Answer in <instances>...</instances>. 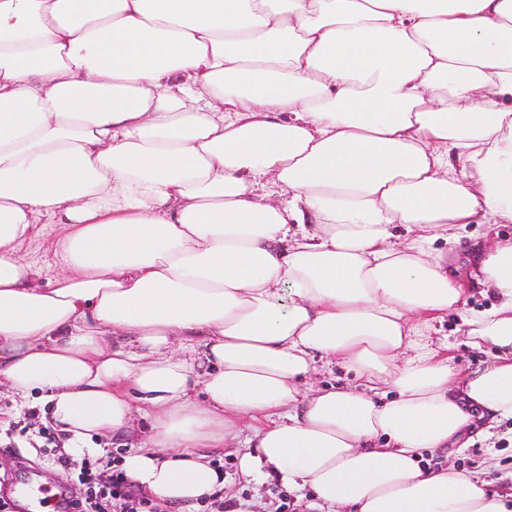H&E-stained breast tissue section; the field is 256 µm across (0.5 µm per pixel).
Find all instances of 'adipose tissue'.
<instances>
[{"instance_id":"obj_1","label":"adipose tissue","mask_w":512,"mask_h":512,"mask_svg":"<svg viewBox=\"0 0 512 512\" xmlns=\"http://www.w3.org/2000/svg\"><path fill=\"white\" fill-rule=\"evenodd\" d=\"M471 224H512V0H0V380L74 442L149 419L121 467L167 502L247 427L240 475L331 512H512L421 466L512 420V241L467 308ZM56 234L57 227L47 224L44 234L28 250L27 257L41 267L44 277H53L61 269L54 256L53 249L50 248V243L54 240ZM459 315L455 313L448 314V317L441 323L437 324L440 333L437 337L448 336V342L453 345L450 353L454 356V360L462 367L474 368L486 359V353L477 349L471 348L466 344L467 337L463 335L462 330L458 332L459 328Z\"/></svg>"}]
</instances>
